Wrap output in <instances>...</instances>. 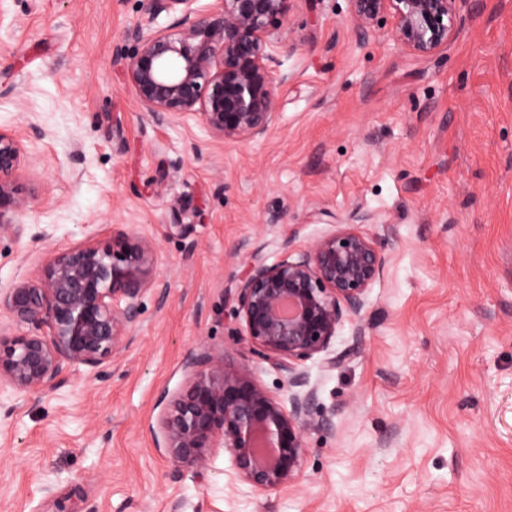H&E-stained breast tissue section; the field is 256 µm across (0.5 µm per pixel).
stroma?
<instances>
[{
	"mask_svg": "<svg viewBox=\"0 0 512 512\" xmlns=\"http://www.w3.org/2000/svg\"><path fill=\"white\" fill-rule=\"evenodd\" d=\"M420 57L360 40L348 0H294L278 120L248 144L162 123L123 68L140 0H0V126L21 138L20 230L0 235V289L49 253L118 230L157 248L135 340L97 374L0 391V512H512V0H468ZM350 224L387 263L346 317L327 371L291 388L252 360L234 289ZM208 353L278 399L311 394L297 477L241 484L221 452L167 458L162 397Z\"/></svg>",
	"mask_w": 512,
	"mask_h": 512,
	"instance_id": "obj_1",
	"label": "stroma"
}]
</instances>
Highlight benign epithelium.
<instances>
[{
    "instance_id": "benign-epithelium-1",
    "label": "benign epithelium",
    "mask_w": 512,
    "mask_h": 512,
    "mask_svg": "<svg viewBox=\"0 0 512 512\" xmlns=\"http://www.w3.org/2000/svg\"><path fill=\"white\" fill-rule=\"evenodd\" d=\"M142 0L149 19L166 27H136L126 74L139 103L158 119L193 120L224 143L265 136L277 118V90L288 81L279 50L292 0ZM459 0H349L360 39L392 16L393 41L431 56L448 45ZM24 162L17 134L0 129V232L28 205L16 182ZM386 258L373 237L338 224L305 250L272 263L256 256L236 288L234 313L252 356L302 384V362L328 352L347 316H356ZM157 256L148 239L126 231L88 238L52 253L40 275L0 291V307L16 328L0 327V389L35 395L54 389L67 367L94 371L120 357L133 341L138 300L157 286ZM189 380L165 396L158 420L169 460L200 468L220 449L229 453L251 490L273 492L298 473L306 431L316 427L309 397L274 398L251 378L208 354L190 358Z\"/></svg>"
}]
</instances>
